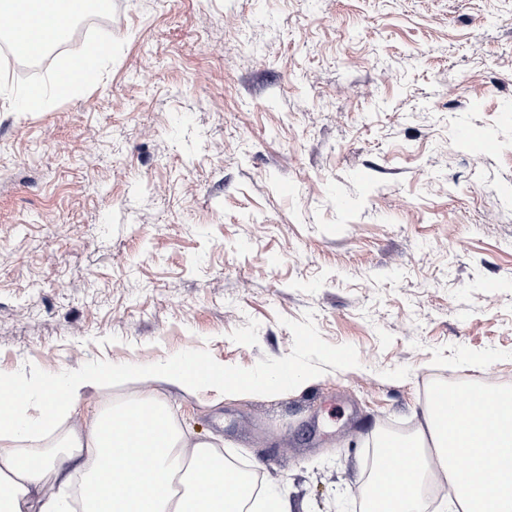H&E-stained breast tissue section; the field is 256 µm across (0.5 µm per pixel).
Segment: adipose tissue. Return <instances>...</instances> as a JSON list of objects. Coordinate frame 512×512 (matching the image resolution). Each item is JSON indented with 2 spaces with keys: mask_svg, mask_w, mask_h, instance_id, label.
<instances>
[{
  "mask_svg": "<svg viewBox=\"0 0 512 512\" xmlns=\"http://www.w3.org/2000/svg\"><path fill=\"white\" fill-rule=\"evenodd\" d=\"M157 377L219 395L242 388L238 372L178 356L165 364H100L58 378L56 389L0 376V512H244L243 475L206 442L188 443L167 408L149 399L104 409L86 433L54 440L88 390ZM48 438L64 464L28 452ZM442 477L440 512H512V388L431 392L420 432L385 445L364 512H427L425 489ZM56 490L45 494L48 482Z\"/></svg>",
  "mask_w": 512,
  "mask_h": 512,
  "instance_id": "obj_1",
  "label": "adipose tissue"
}]
</instances>
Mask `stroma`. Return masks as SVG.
Masks as SVG:
<instances>
[{"label":"stroma","instance_id":"obj_1","mask_svg":"<svg viewBox=\"0 0 512 512\" xmlns=\"http://www.w3.org/2000/svg\"><path fill=\"white\" fill-rule=\"evenodd\" d=\"M94 79L0 67V374L184 352L254 379L148 398L288 512H363L439 384L512 387V0H112Z\"/></svg>","mask_w":512,"mask_h":512}]
</instances>
